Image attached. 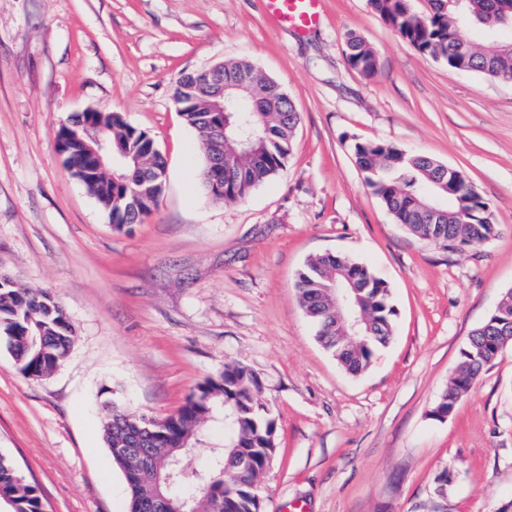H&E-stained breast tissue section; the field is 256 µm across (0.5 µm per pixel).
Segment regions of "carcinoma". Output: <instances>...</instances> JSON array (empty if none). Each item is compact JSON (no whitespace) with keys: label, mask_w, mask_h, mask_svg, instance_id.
Listing matches in <instances>:
<instances>
[{"label":"carcinoma","mask_w":512,"mask_h":512,"mask_svg":"<svg viewBox=\"0 0 512 512\" xmlns=\"http://www.w3.org/2000/svg\"><path fill=\"white\" fill-rule=\"evenodd\" d=\"M371 10L394 28L418 51L443 60L458 73H480L493 80L512 81V0H463L459 6L448 0H428L421 12L413 0H368ZM465 26L486 34L476 43L460 35ZM347 61L351 68L370 77L377 70L374 50L359 36L347 40ZM242 71L252 73L264 88L257 111H224V156L243 148L251 155L241 160L235 176L224 180V194L218 199L238 202L285 166L299 120L288 94L274 81L262 76L247 62L224 64V79ZM201 107L187 113L186 123L199 134L209 166L210 144ZM92 122L90 132L119 144L132 159L145 162L150 172H163L166 162L150 148L146 133L128 125L118 112H82L73 124ZM83 132L60 130L58 145L74 175L102 205L116 227L136 224L156 206L163 194L165 178L151 182L149 196L140 198L117 185L111 172L92 177L85 170L93 163L86 155ZM357 166L365 173L373 193L397 223L419 237L445 247L484 242L498 233L491 204L473 190L463 174L448 186L443 164L425 155H409L386 141H357L353 144ZM443 201L442 214L427 213L432 198ZM351 267L364 286L363 297L369 313L371 333L354 337L336 325L339 311L331 291L337 271ZM295 290L306 315L316 328V338L344 370L363 372L375 354L393 335L396 311L390 302L387 283L366 266L339 254L309 258L298 273ZM503 323L482 324L469 336L462 350L461 364L441 394L432 414L439 417L456 409L461 395L469 391L482 370L512 344V290L504 293ZM20 371L30 378H46L66 360L76 338L74 325L59 299L49 291H34L9 277H0V338ZM259 386L249 369L226 364L215 377L205 379L177 410L157 418L135 413L106 402L102 435L112 457L126 479L129 512H148L149 504L162 493L173 505H185L189 512H262L258 494L259 478L276 452V425L257 400ZM224 422L223 447L214 450L209 472L198 478H168L173 462L193 449L203 425ZM142 448L159 468V485L137 476L142 460L122 452ZM200 484V490L185 495L181 488ZM0 512H45L38 488L19 472L12 459L0 455Z\"/></svg>","instance_id":"1"}]
</instances>
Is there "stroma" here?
Wrapping results in <instances>:
<instances>
[{"label": "stroma", "instance_id": "1", "mask_svg": "<svg viewBox=\"0 0 512 512\" xmlns=\"http://www.w3.org/2000/svg\"><path fill=\"white\" fill-rule=\"evenodd\" d=\"M375 51L364 77L346 37ZM247 61L299 114L285 168L241 202L207 196L197 133L172 93L186 72ZM88 108L123 113L166 161V190L115 228L56 133ZM462 172L497 235L462 249L397 224L353 140ZM344 254L385 279L390 343L340 367L296 296L305 260ZM0 272L55 294L76 329L66 362L25 377L0 347V453L47 512H128L104 402L164 417L239 364L277 427L263 512H512V346L446 420L430 412L471 332L512 289V82L450 70L367 0H322L319 25L277 28L266 0H0ZM448 471L447 491L435 478Z\"/></svg>", "mask_w": 512, "mask_h": 512}]
</instances>
